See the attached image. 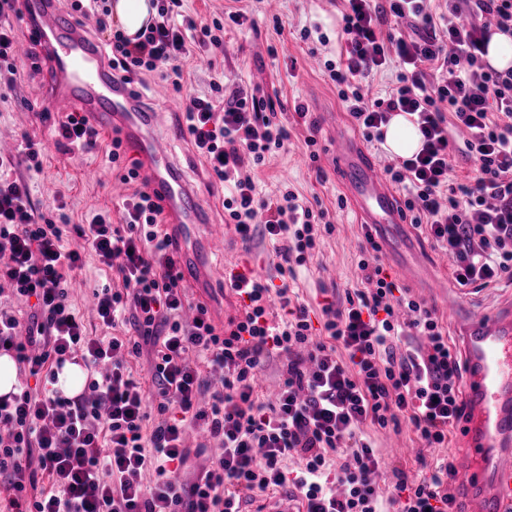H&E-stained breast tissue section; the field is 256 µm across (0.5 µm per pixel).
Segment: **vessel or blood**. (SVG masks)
<instances>
[{
    "label": "vessel or blood",
    "instance_id": "obj_1",
    "mask_svg": "<svg viewBox=\"0 0 512 512\" xmlns=\"http://www.w3.org/2000/svg\"><path fill=\"white\" fill-rule=\"evenodd\" d=\"M26 4L25 17L35 43L49 57L50 111L81 110L98 130L119 132L128 146L139 151L146 189L171 219L169 234L177 244L179 270L195 287L209 288L210 257L223 248L224 235L205 223L201 194L177 170L163 113L136 110L129 89L113 78L96 45L58 0H26ZM32 44H19L17 58L27 59ZM335 155L344 174L343 189L361 223L367 224L411 282L433 287V275L418 255L395 192L380 178L364 149L339 134ZM448 306L457 312L467 366L463 400L468 418L459 448L464 466L456 485L468 502L467 512H512V293L477 318L466 313L463 298L449 300Z\"/></svg>",
    "mask_w": 512,
    "mask_h": 512
}]
</instances>
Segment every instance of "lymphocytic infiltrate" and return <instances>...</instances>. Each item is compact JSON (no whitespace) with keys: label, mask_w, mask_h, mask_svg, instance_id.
Returning a JSON list of instances; mask_svg holds the SVG:
<instances>
[{"label":"lymphocytic infiltrate","mask_w":512,"mask_h":512,"mask_svg":"<svg viewBox=\"0 0 512 512\" xmlns=\"http://www.w3.org/2000/svg\"><path fill=\"white\" fill-rule=\"evenodd\" d=\"M106 0H72L94 17V34L112 69L130 84L154 73L181 89L193 44L221 47V22L196 23L182 0H151L156 15L136 39L112 22ZM512 34V0H448L446 15L425 0H344L341 34L346 57L326 64L338 97L366 142L383 143L391 115L417 117L420 151L384 173L403 192L411 222L422 228L463 287L512 282V69L485 68L491 29ZM399 71L387 98L372 99L364 82L390 62ZM194 96L184 107L196 153L223 182L224 221L244 251L255 240L272 246L282 284L250 268L229 270L224 282L243 303L241 316L217 327L204 304L184 320L187 305L176 258L163 228V209L140 189L139 163L121 176L135 184L122 202L123 223L109 213L75 225L99 262L116 269L124 288L102 289L96 313L110 337L91 336L69 299V274L83 257L63 231L38 214L27 179L13 158L0 156V284L33 299L21 325L0 308V354H8L34 385L0 396V487L7 512H241L243 503L292 487L305 512H457L450 457L418 455L417 469L393 470L382 496V458L365 427L410 424L424 449L447 445L465 417L463 365L448 330L427 303L396 285L377 255L358 261L363 287L325 305L324 334L314 338L308 306L286 284L315 253L333 224L292 190L261 197L251 177L283 148L288 130L272 120L268 99L254 88ZM59 143L96 152L100 134L79 112L58 123ZM475 162L472 176L451 178V158ZM133 323L140 342L116 336ZM418 346L402 345L409 333ZM153 346L147 392L127 370L125 354ZM287 356L274 402L255 387L268 361ZM95 369L83 393L51 387L68 361ZM222 371L223 390L201 404L202 366ZM203 428L221 454L196 481L181 477L184 434ZM296 471H289V464ZM153 471V484L141 476ZM49 489L36 490L37 476Z\"/></svg>","instance_id":"f902f5d3"}]
</instances>
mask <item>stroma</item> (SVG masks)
<instances>
[{"label":"stroma","instance_id":"35a3bbf8","mask_svg":"<svg viewBox=\"0 0 512 512\" xmlns=\"http://www.w3.org/2000/svg\"><path fill=\"white\" fill-rule=\"evenodd\" d=\"M341 0H184L183 9L196 21L209 23L223 18L227 11H242L249 22L243 29L227 30L222 47L198 48L190 61L191 76L181 91H173L159 78L146 82L144 97L150 107L164 112L169 131L171 153L180 164L187 184L201 192L205 199L209 223L223 226L224 250L212 258L216 278L225 270L242 266L261 276L274 275L268 255L272 248L259 243L251 252H244L233 225L224 221V186L212 178L208 167L193 149L187 136L181 135L184 114L182 99L209 93L212 83L261 86L274 102V111L290 133L284 150L270 164L255 172L258 190L271 195L280 184H288L301 199L317 203L326 210L334 226L324 236L314 256L296 270L290 286L310 308L314 328H321L322 307L327 299L344 294L346 289L360 285L357 268L360 250L365 246V232L351 206H340L344 192L332 164L335 149L333 124H341L345 135L360 138L361 133L345 112L334 83L324 72V63L338 60L343 42L337 18ZM319 27L326 43L317 38L304 41L302 29ZM45 71L33 68L32 61L17 64L14 86L0 79V139L19 146L22 134H29L45 147L40 170L28 172L32 198L40 211L50 214L56 223L66 225L65 239L70 248H83L84 242L73 231L74 225L86 222L98 211L107 209L113 222H120L124 196L134 192L131 184L123 185L121 193H113L117 179L106 151L111 138H103L102 148L93 154L57 148L56 115L45 112ZM308 110L299 117L297 106ZM314 137V149H307L306 137ZM317 160H310V152ZM118 273L102 264L92 252L85 251L84 265L75 270L70 283V300L84 315L93 334L101 329L94 314V295L101 288L121 287ZM191 303L208 306L216 323L240 315L242 303L231 290L217 286L207 292L186 287ZM367 434L378 448L386 469H414V451L420 443L408 425L400 429H368Z\"/></svg>","mask_w":512,"mask_h":512}]
</instances>
